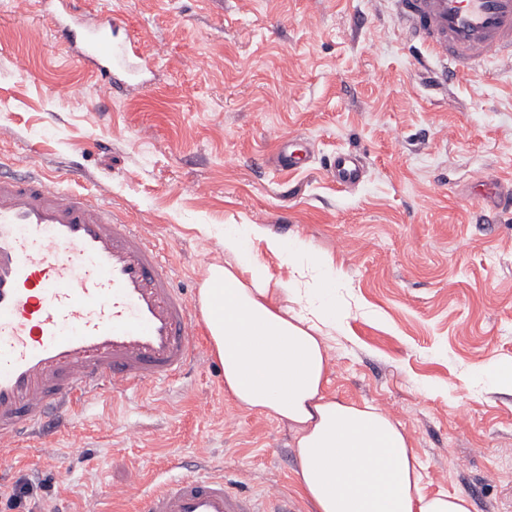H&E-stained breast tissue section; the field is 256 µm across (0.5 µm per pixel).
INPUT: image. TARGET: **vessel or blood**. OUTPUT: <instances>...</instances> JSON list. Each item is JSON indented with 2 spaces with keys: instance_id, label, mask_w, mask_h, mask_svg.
<instances>
[{
  "instance_id": "vessel-or-blood-1",
  "label": "vessel or blood",
  "mask_w": 512,
  "mask_h": 512,
  "mask_svg": "<svg viewBox=\"0 0 512 512\" xmlns=\"http://www.w3.org/2000/svg\"><path fill=\"white\" fill-rule=\"evenodd\" d=\"M73 0L52 23L104 87L133 54L112 14L83 24ZM394 21L444 77L512 58V0H392ZM339 185L363 182L364 160L329 162ZM201 355L197 320L144 225L91 196L0 163V447L33 430H67L89 398L173 379ZM140 512H293L286 496L239 492L223 474L170 476Z\"/></svg>"
}]
</instances>
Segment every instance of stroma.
Segmentation results:
<instances>
[{
    "label": "stroma",
    "instance_id": "obj_1",
    "mask_svg": "<svg viewBox=\"0 0 512 512\" xmlns=\"http://www.w3.org/2000/svg\"><path fill=\"white\" fill-rule=\"evenodd\" d=\"M45 9L0 0V160L145 225L192 298L227 260L201 225L304 240L339 275L329 392L401 423L424 493L512 512V387L481 372L512 371V208L472 185L512 182V60L434 84L390 0H81L86 22L115 11L139 42L137 77L107 90ZM286 138L308 148L301 170L273 164ZM341 152L367 165L357 187L328 171ZM200 342L184 376L93 398L65 434L1 450L0 512H138L165 471L311 512L287 425L238 407Z\"/></svg>",
    "mask_w": 512,
    "mask_h": 512
}]
</instances>
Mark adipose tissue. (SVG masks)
<instances>
[{
    "mask_svg": "<svg viewBox=\"0 0 512 512\" xmlns=\"http://www.w3.org/2000/svg\"><path fill=\"white\" fill-rule=\"evenodd\" d=\"M217 241L233 262L207 266L198 304L224 391L288 426L311 512H472L466 496L422 492L411 438L391 414L328 393L325 332L342 321L335 271L309 258L302 239L259 224L225 225ZM265 251L293 278L276 279Z\"/></svg>",
    "mask_w": 512,
    "mask_h": 512,
    "instance_id": "1",
    "label": "adipose tissue"
}]
</instances>
